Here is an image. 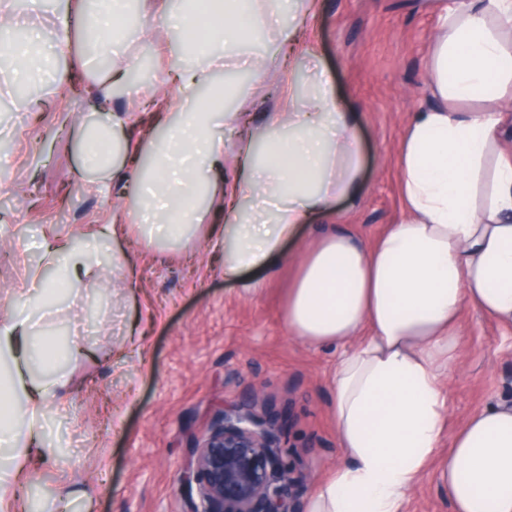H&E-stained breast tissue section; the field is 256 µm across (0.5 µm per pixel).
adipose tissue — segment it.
Here are the masks:
<instances>
[{"label": "adipose tissue", "mask_w": 512, "mask_h": 512, "mask_svg": "<svg viewBox=\"0 0 512 512\" xmlns=\"http://www.w3.org/2000/svg\"><path fill=\"white\" fill-rule=\"evenodd\" d=\"M239 16L212 26V42L227 53L209 55L174 98L164 100L165 137L96 145L113 128L141 117L119 112L108 96L94 98L100 121L81 126L83 170L101 185L134 183L135 206L45 242L25 284L0 311V512H14L46 412L64 404L66 361L82 352L80 336L58 351L49 334L61 318L59 298L97 284L101 253L112 269L130 263L121 238L147 245L188 239L205 225L224 242V276L271 269L301 224L331 217L338 201L361 194L360 115L338 98L289 92L262 129L241 139L244 178L210 179L225 166L223 129L239 112L191 108L196 88L215 71L236 65L235 47L267 31L278 0H234ZM127 0H55L63 28L54 53L60 82L74 68L112 52L111 22ZM79 32L83 48L71 34ZM512 0H461L441 9L427 54L435 105L414 112L401 133L396 165L405 219L363 243L336 230L302 255L288 290L286 319L310 343L343 344L332 376L336 436L350 463L316 487L309 512H403L427 468H434L454 512H512V405L476 412L457 427L448 450L440 440L446 384L465 338L461 318L472 308L512 328V152L501 146L512 114L501 101L512 93ZM127 158L117 168L113 153ZM262 199L256 213L244 200ZM225 215L209 224L212 206Z\"/></svg>", "instance_id": "obj_1"}]
</instances>
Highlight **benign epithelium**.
I'll use <instances>...</instances> for the list:
<instances>
[{
	"instance_id": "benign-epithelium-1",
	"label": "benign epithelium",
	"mask_w": 512,
	"mask_h": 512,
	"mask_svg": "<svg viewBox=\"0 0 512 512\" xmlns=\"http://www.w3.org/2000/svg\"><path fill=\"white\" fill-rule=\"evenodd\" d=\"M250 388L224 410L191 450L182 476L190 512H298L295 490L309 481L281 455V429Z\"/></svg>"
}]
</instances>
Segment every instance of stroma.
I'll return each mask as SVG.
<instances>
[{
    "instance_id": "stroma-1",
    "label": "stroma",
    "mask_w": 512,
    "mask_h": 512,
    "mask_svg": "<svg viewBox=\"0 0 512 512\" xmlns=\"http://www.w3.org/2000/svg\"><path fill=\"white\" fill-rule=\"evenodd\" d=\"M309 28L315 56L288 62L272 33L240 46L241 55L278 71L260 81L253 71L231 69L222 86L223 109L247 112L263 126L288 92L311 96L319 87L361 114L357 135L363 156V191L354 205H339L336 228L363 240L400 223L405 212L395 163L403 127L417 109L433 104L425 76L438 0H320ZM11 28L38 32L29 55L38 74L33 104L0 98V301L9 300L37 259L48 231L71 232L107 223L127 198L82 179L77 131L92 118L87 100L59 87L51 53L60 34L51 9L33 25L18 0ZM140 22L119 21L115 49L134 68L153 59L150 74L125 76L112 102L120 109L141 97H171L173 82L161 76V46L138 37ZM302 226L285 248L290 262L273 272H249L225 280L221 241L198 235L193 247L156 250L136 238L122 247L135 259L131 278L104 275L101 291L69 311L64 331L80 329L95 349L92 360L75 359L65 407L49 408L48 447L56 463L35 469L27 498L42 503L69 480L89 497L75 498L65 512H187L181 494L182 464L195 436L247 388L265 398L291 460L308 469L310 483L297 492L307 508L315 485L347 464L333 420L331 376L342 347L308 344L285 320L293 262L310 235ZM461 327L466 344L447 389L444 437L473 412L512 403V331L469 309Z\"/></svg>"
}]
</instances>
